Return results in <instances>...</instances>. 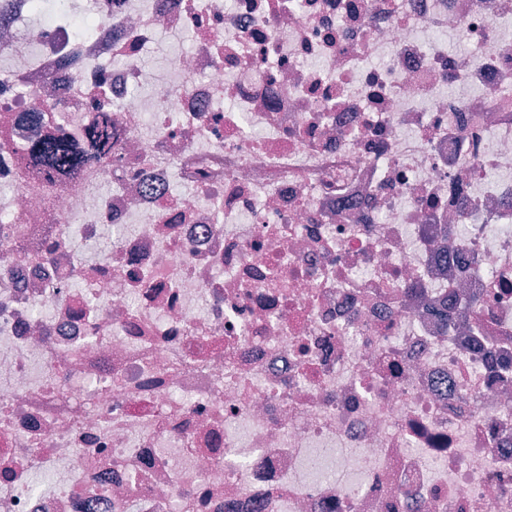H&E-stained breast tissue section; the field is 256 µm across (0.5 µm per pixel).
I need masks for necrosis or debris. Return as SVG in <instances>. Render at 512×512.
Returning <instances> with one entry per match:
<instances>
[{
  "label": "necrosis or debris",
  "mask_w": 512,
  "mask_h": 512,
  "mask_svg": "<svg viewBox=\"0 0 512 512\" xmlns=\"http://www.w3.org/2000/svg\"><path fill=\"white\" fill-rule=\"evenodd\" d=\"M509 20L0 0V130L112 118L111 158L44 194L0 146V512H512ZM163 33L196 47L153 80Z\"/></svg>",
  "instance_id": "4bbe7bcc"
}]
</instances>
